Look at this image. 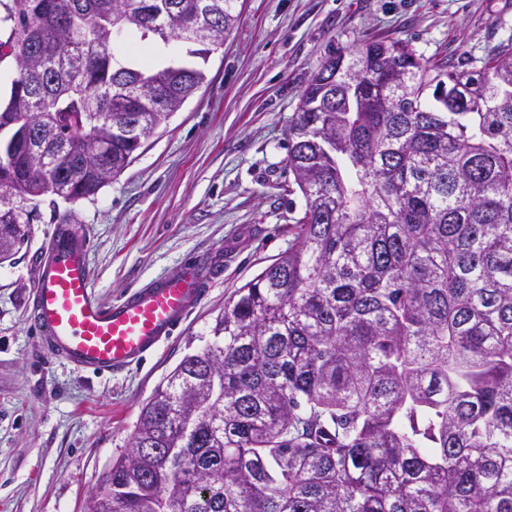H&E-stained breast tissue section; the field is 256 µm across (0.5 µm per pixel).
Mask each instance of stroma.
I'll return each instance as SVG.
<instances>
[{"label": "stroma", "mask_w": 512, "mask_h": 512, "mask_svg": "<svg viewBox=\"0 0 512 512\" xmlns=\"http://www.w3.org/2000/svg\"><path fill=\"white\" fill-rule=\"evenodd\" d=\"M381 38L477 63L512 41V0H244L200 89L95 196L61 203L90 242L104 302L192 257L209 268L207 295L142 364L93 376L45 350L29 308L49 220L0 263V512H90L142 406L235 290L292 244L304 200L286 166L288 125L311 76Z\"/></svg>", "instance_id": "obj_1"}]
</instances>
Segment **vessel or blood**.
<instances>
[{
	"label": "vessel or blood",
	"mask_w": 512,
	"mask_h": 512,
	"mask_svg": "<svg viewBox=\"0 0 512 512\" xmlns=\"http://www.w3.org/2000/svg\"><path fill=\"white\" fill-rule=\"evenodd\" d=\"M208 272L187 262L125 298L95 293L82 237L53 232L37 266L31 318L52 357L99 375L145 360L184 323L207 292Z\"/></svg>",
	"instance_id": "1"
}]
</instances>
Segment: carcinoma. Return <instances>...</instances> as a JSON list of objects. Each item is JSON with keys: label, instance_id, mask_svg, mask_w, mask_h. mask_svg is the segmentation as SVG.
Returning a JSON list of instances; mask_svg holds the SVG:
<instances>
[{"label": "carcinoma", "instance_id": "1", "mask_svg": "<svg viewBox=\"0 0 512 512\" xmlns=\"http://www.w3.org/2000/svg\"><path fill=\"white\" fill-rule=\"evenodd\" d=\"M0 0V53L44 81L8 93L22 120L0 153L65 142L17 182L0 263L28 242L39 202L107 184L205 82L198 60L238 0ZM181 42L139 63L118 41ZM304 199L295 242L237 288L213 341L142 407L131 451L92 512H512V42L481 67L426 60L402 40L329 56L288 128Z\"/></svg>", "mask_w": 512, "mask_h": 512}]
</instances>
